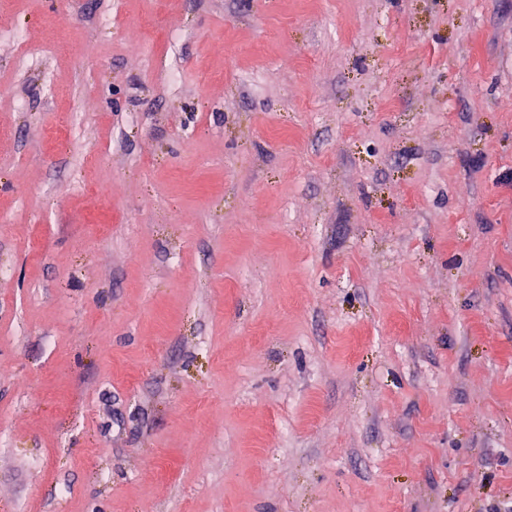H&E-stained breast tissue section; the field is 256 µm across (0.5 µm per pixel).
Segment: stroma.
<instances>
[{
  "label": "stroma",
  "mask_w": 512,
  "mask_h": 512,
  "mask_svg": "<svg viewBox=\"0 0 512 512\" xmlns=\"http://www.w3.org/2000/svg\"><path fill=\"white\" fill-rule=\"evenodd\" d=\"M0 512H512V0H0Z\"/></svg>",
  "instance_id": "1"
}]
</instances>
